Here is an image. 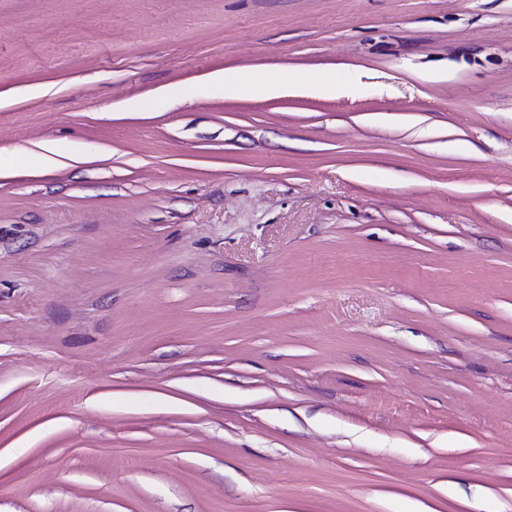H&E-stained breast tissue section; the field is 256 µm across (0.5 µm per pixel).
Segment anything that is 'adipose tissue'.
<instances>
[{
	"instance_id": "ef3b65f1",
	"label": "adipose tissue",
	"mask_w": 512,
	"mask_h": 512,
	"mask_svg": "<svg viewBox=\"0 0 512 512\" xmlns=\"http://www.w3.org/2000/svg\"><path fill=\"white\" fill-rule=\"evenodd\" d=\"M208 81L214 90L231 94L245 93L254 97L269 96L286 87L324 95L354 93L359 89L358 83L353 78L339 77L327 71L293 79L282 73L250 78L239 70L227 69L210 74Z\"/></svg>"
}]
</instances>
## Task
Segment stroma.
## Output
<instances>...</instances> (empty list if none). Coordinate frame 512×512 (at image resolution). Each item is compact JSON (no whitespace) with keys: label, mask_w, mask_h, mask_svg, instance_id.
I'll return each instance as SVG.
<instances>
[{"label":"stroma","mask_w":512,"mask_h":512,"mask_svg":"<svg viewBox=\"0 0 512 512\" xmlns=\"http://www.w3.org/2000/svg\"><path fill=\"white\" fill-rule=\"evenodd\" d=\"M50 144L0 512H512V0H0V150ZM207 79L215 91L245 93L254 97L269 96L287 86L324 95L356 93L359 90V84L353 78L336 77V73L327 71L293 79L282 73L250 78L239 70L224 69L210 74Z\"/></svg>","instance_id":"1"}]
</instances>
